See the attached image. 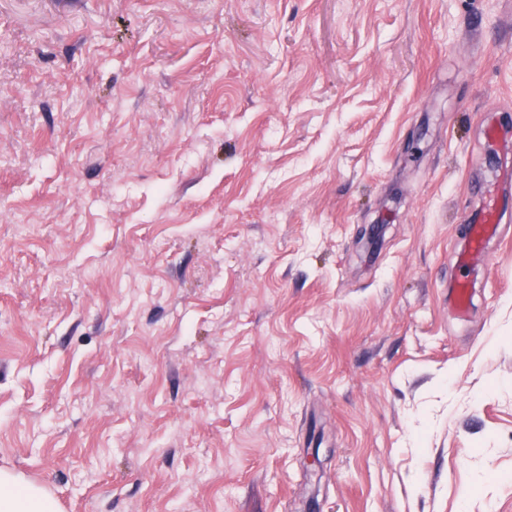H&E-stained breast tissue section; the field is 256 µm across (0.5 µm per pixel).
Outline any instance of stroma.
Here are the masks:
<instances>
[{
  "label": "stroma",
  "instance_id": "stroma-1",
  "mask_svg": "<svg viewBox=\"0 0 512 512\" xmlns=\"http://www.w3.org/2000/svg\"><path fill=\"white\" fill-rule=\"evenodd\" d=\"M493 126L512 0H0V470L60 512H512V186L456 262ZM483 206L472 224H469L468 246L462 254V261L485 260L486 243L492 234L497 231L499 212V191L497 188L487 189L483 192Z\"/></svg>",
  "mask_w": 512,
  "mask_h": 512
}]
</instances>
